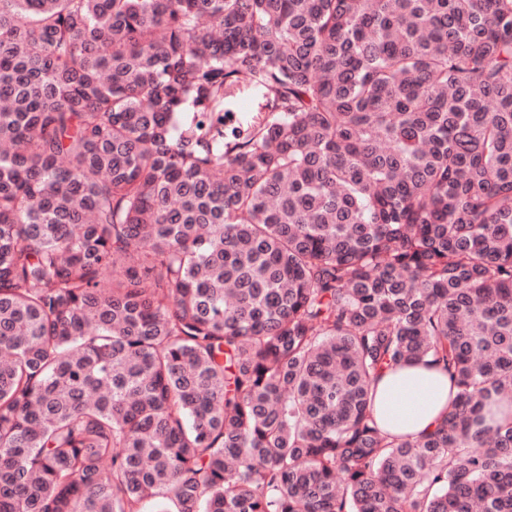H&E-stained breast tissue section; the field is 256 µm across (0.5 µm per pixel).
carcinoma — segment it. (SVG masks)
Wrapping results in <instances>:
<instances>
[{
  "mask_svg": "<svg viewBox=\"0 0 512 512\" xmlns=\"http://www.w3.org/2000/svg\"><path fill=\"white\" fill-rule=\"evenodd\" d=\"M493 397L512 0H0V512H512ZM452 384L436 367L399 365L383 373L375 385L374 416L383 433L416 440L448 414Z\"/></svg>",
  "mask_w": 512,
  "mask_h": 512,
  "instance_id": "1",
  "label": "carcinoma"
}]
</instances>
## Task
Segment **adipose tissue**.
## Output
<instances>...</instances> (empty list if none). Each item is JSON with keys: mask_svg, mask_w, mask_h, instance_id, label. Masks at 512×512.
Masks as SVG:
<instances>
[{"mask_svg": "<svg viewBox=\"0 0 512 512\" xmlns=\"http://www.w3.org/2000/svg\"><path fill=\"white\" fill-rule=\"evenodd\" d=\"M452 384L436 367L399 365L375 385L374 416L383 433L416 440L434 429L448 413Z\"/></svg>", "mask_w": 512, "mask_h": 512, "instance_id": "1", "label": "adipose tissue"}]
</instances>
